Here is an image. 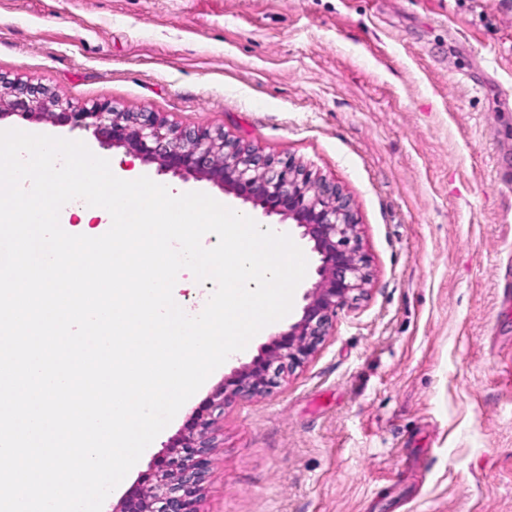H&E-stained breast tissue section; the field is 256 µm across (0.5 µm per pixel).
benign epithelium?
<instances>
[{
    "instance_id": "obj_1",
    "label": "benign epithelium",
    "mask_w": 512,
    "mask_h": 512,
    "mask_svg": "<svg viewBox=\"0 0 512 512\" xmlns=\"http://www.w3.org/2000/svg\"><path fill=\"white\" fill-rule=\"evenodd\" d=\"M16 115L89 133L102 146L124 148L161 173L207 180L267 216L292 221L319 255L318 279L304 295L299 320L279 333L264 354L224 379L209 399L210 412L197 413L169 448L168 459L150 482L125 494L117 512H199L198 497L214 447L212 412L224 411L228 396L250 398L282 374L302 365L333 331L336 308L363 295L372 275L361 248L351 199L334 181L292 160L263 155L221 129L180 127L158 112H123L109 101L78 106L44 88L0 77V119Z\"/></svg>"
}]
</instances>
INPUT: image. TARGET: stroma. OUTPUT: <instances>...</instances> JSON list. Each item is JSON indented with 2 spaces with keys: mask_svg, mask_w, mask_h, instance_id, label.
<instances>
[{
  "mask_svg": "<svg viewBox=\"0 0 512 512\" xmlns=\"http://www.w3.org/2000/svg\"><path fill=\"white\" fill-rule=\"evenodd\" d=\"M0 76L223 130L352 201L372 283L304 364L225 402L199 512H512V0H0ZM8 129L134 165L48 121ZM136 167L281 224L308 271L291 312L211 374L103 512L300 318L318 264L278 216Z\"/></svg>",
  "mask_w": 512,
  "mask_h": 512,
  "instance_id": "35a3bbf8",
  "label": "stroma"
}]
</instances>
